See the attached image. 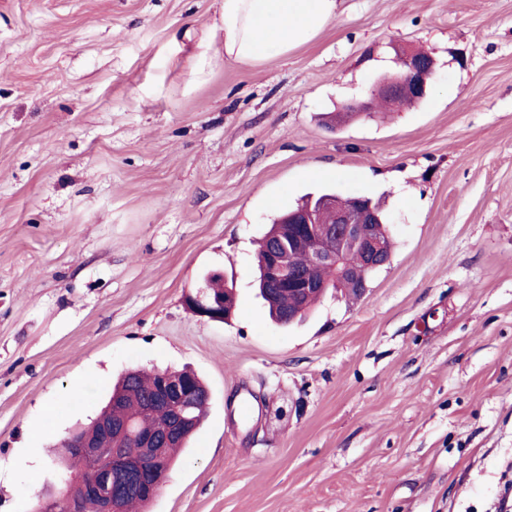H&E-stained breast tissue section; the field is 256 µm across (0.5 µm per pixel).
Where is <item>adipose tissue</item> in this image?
I'll list each match as a JSON object with an SVG mask.
<instances>
[{"label": "adipose tissue", "mask_w": 512, "mask_h": 512, "mask_svg": "<svg viewBox=\"0 0 512 512\" xmlns=\"http://www.w3.org/2000/svg\"><path fill=\"white\" fill-rule=\"evenodd\" d=\"M224 61L255 68L308 44L338 15V0H222Z\"/></svg>", "instance_id": "1"}]
</instances>
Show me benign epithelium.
<instances>
[{
  "label": "benign epithelium",
  "mask_w": 512,
  "mask_h": 512,
  "mask_svg": "<svg viewBox=\"0 0 512 512\" xmlns=\"http://www.w3.org/2000/svg\"><path fill=\"white\" fill-rule=\"evenodd\" d=\"M395 51L403 60V75L388 81L375 80L368 97L341 107L344 117L371 112L380 99L395 103L399 91L406 86L420 97L426 95L435 73L434 59L409 48L397 47ZM375 224L374 214L366 206L354 212L336 210L333 224L317 223L312 210L298 211L290 220L289 229L275 239L258 260L266 272L269 289L288 288L299 301L313 290L328 288L327 283L305 277L293 266L294 254L299 250L306 251L314 265L333 269L338 281L347 276L344 256L349 252L370 268L386 265L384 242ZM187 305L199 317L222 322L232 311L234 294L228 288L223 294L214 295L201 287L188 297ZM157 390L152 401L143 405L152 415L149 428L135 432L126 420L119 422L101 416L95 431L66 438L72 457L96 467L98 480L89 487H81L77 496L69 493L44 501L42 512H80L84 499L94 500L97 512H126L124 495L115 486L125 476L142 487L145 502L157 496L170 474L169 445L190 424V410L199 397V391L190 381L174 370L159 372ZM130 442L138 448L133 456L127 451Z\"/></svg>",
  "instance_id": "benign-epithelium-1"
}]
</instances>
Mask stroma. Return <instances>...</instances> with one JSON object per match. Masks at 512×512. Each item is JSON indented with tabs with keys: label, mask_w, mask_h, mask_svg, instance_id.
<instances>
[{
	"label": "stroma",
	"mask_w": 512,
	"mask_h": 512,
	"mask_svg": "<svg viewBox=\"0 0 512 512\" xmlns=\"http://www.w3.org/2000/svg\"><path fill=\"white\" fill-rule=\"evenodd\" d=\"M220 9L0 0V512L65 492L60 441L152 367L210 400L139 512H512V0H342L255 69ZM398 44L426 98L326 125ZM322 189L382 201L391 260L281 326L258 241ZM215 270L222 322L186 305Z\"/></svg>",
	"instance_id": "obj_1"
}]
</instances>
